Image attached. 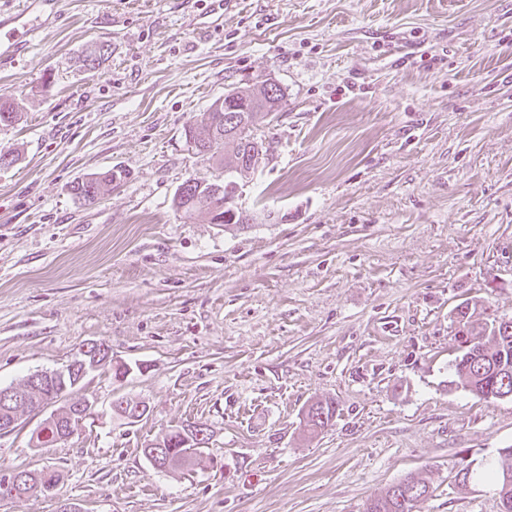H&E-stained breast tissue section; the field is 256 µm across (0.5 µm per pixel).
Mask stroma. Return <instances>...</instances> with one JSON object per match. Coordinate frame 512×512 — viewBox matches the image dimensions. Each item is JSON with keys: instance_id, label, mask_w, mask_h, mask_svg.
Returning a JSON list of instances; mask_svg holds the SVG:
<instances>
[{"instance_id": "35a3bbf8", "label": "stroma", "mask_w": 512, "mask_h": 512, "mask_svg": "<svg viewBox=\"0 0 512 512\" xmlns=\"http://www.w3.org/2000/svg\"><path fill=\"white\" fill-rule=\"evenodd\" d=\"M0 96V387L91 341L126 363L82 382L93 415L30 444L0 436V470L50 468L52 494L0 512H362L405 475L417 512H499L457 487L460 459L512 447V400L451 386L455 309L512 317V0H59ZM104 43L107 60L82 58ZM269 79L284 102L254 133L248 225L184 219L191 177L223 181L184 129L229 90ZM115 168L98 203L70 187ZM149 408L113 416V398ZM338 411L315 436L313 402ZM211 429L191 471L145 443Z\"/></svg>"}]
</instances>
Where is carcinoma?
<instances>
[{
	"label": "carcinoma",
	"instance_id": "1",
	"mask_svg": "<svg viewBox=\"0 0 512 512\" xmlns=\"http://www.w3.org/2000/svg\"><path fill=\"white\" fill-rule=\"evenodd\" d=\"M103 45L90 48L83 59V66L92 72L97 71L106 60L108 52L101 51ZM284 98V92L275 83L264 80L252 86L231 91L224 100H215L208 109L200 113V119L192 130V139L203 148L202 155L207 160L224 167V182H211L197 178L187 193H175L174 205L186 219L206 216L212 224L241 226L249 223L247 213L232 201L237 180L244 179L243 159L246 148L242 140L254 142V146L265 149L264 143L255 139L252 128L259 117L265 116L264 110L278 109ZM232 107H240L238 112L243 128L236 133L224 125V115ZM17 104L8 98L0 97V125L8 126L17 120ZM125 179L120 171L108 170L93 173L71 186L72 194L85 205L97 203L105 188ZM234 213L235 220H226L224 215ZM477 308L465 304L457 307V323L465 333L476 339L470 348H463L452 364L455 377L453 383L464 390L486 400H496L505 394L512 395V322L508 325L494 326V322H484L477 318ZM336 415V403L316 401L309 406L305 418L307 431L314 434L325 429ZM185 431L180 425L168 429L164 443L169 454L177 461L190 465L197 458L196 449L186 443ZM458 472L462 478L458 481L466 486L469 481L490 480L495 482L500 510L512 512V476L505 475L499 458L485 460L472 465L468 461L461 464ZM59 484L60 474L56 471L41 470L28 492H39L47 483ZM436 488L425 478L410 473L404 483L389 486L382 494L368 499L362 512H415L419 501L433 496Z\"/></svg>",
	"mask_w": 512,
	"mask_h": 512
}]
</instances>
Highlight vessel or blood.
<instances>
[{
    "instance_id": "obj_1",
    "label": "vessel or blood",
    "mask_w": 512,
    "mask_h": 512,
    "mask_svg": "<svg viewBox=\"0 0 512 512\" xmlns=\"http://www.w3.org/2000/svg\"><path fill=\"white\" fill-rule=\"evenodd\" d=\"M58 17V0H23L16 10L0 12V67L10 65Z\"/></svg>"
}]
</instances>
